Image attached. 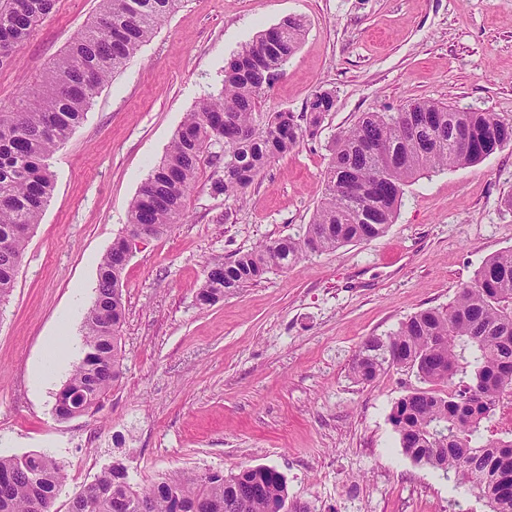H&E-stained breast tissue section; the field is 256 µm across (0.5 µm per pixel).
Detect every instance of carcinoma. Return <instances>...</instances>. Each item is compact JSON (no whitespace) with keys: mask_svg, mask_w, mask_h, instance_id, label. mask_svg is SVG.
Returning <instances> with one entry per match:
<instances>
[{"mask_svg":"<svg viewBox=\"0 0 512 512\" xmlns=\"http://www.w3.org/2000/svg\"><path fill=\"white\" fill-rule=\"evenodd\" d=\"M182 0H99L94 18L44 68L9 112H0V303L13 291L31 231L53 191L48 160L83 122L93 89L109 83ZM55 0H0V66L30 37ZM261 31L224 66L222 87L187 113L164 158L130 208L127 227L167 233L183 221L185 200L203 162L223 165L212 191L244 190L270 159L292 151L331 111L326 91L307 114L259 111V99L306 33L288 17ZM512 144V120L421 101L397 112H366L336 140L325 195L302 233L257 245L206 273L199 301L211 304L288 270L310 254L382 236L416 174L474 165ZM218 146L222 152H214ZM130 256L121 235L102 257L96 298L84 321V355L62 386L57 415L97 410L122 374L125 321L121 274ZM390 367L428 384L399 399L390 422L413 462L467 485L491 512H512V431L493 433L492 407L512 388V249L489 256L448 306L402 321L387 336L365 338L351 364L360 383ZM469 381H464V378ZM65 466L43 453L0 457V512H57ZM309 512L288 500L284 476L260 465L236 472L177 471L141 488L120 465L75 490L69 512Z\"/></svg>","mask_w":512,"mask_h":512,"instance_id":"1","label":"carcinoma"}]
</instances>
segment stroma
Returning <instances> with one entry per match:
<instances>
[{"label":"stroma","mask_w":512,"mask_h":512,"mask_svg":"<svg viewBox=\"0 0 512 512\" xmlns=\"http://www.w3.org/2000/svg\"><path fill=\"white\" fill-rule=\"evenodd\" d=\"M97 8L56 0L0 67V111ZM290 16L306 34L261 109L299 114L327 91L332 110L242 198L213 194L223 171L201 167L184 222L138 249L123 272L120 382L95 413L58 418L68 372L31 388L47 339L82 344L100 261L185 114L220 88L236 51ZM420 100L512 119V0H183L49 161L52 197L0 303V457L37 451L62 461L69 482L58 512L117 462L142 486L174 471L272 466L312 512H490L400 448L389 416L419 387L415 374L391 368L364 385L349 367L366 337L448 305L484 259L512 248V146L418 175L380 238L270 270L210 306L196 299L210 266L309 224L336 138L362 113Z\"/></svg>","instance_id":"1"}]
</instances>
